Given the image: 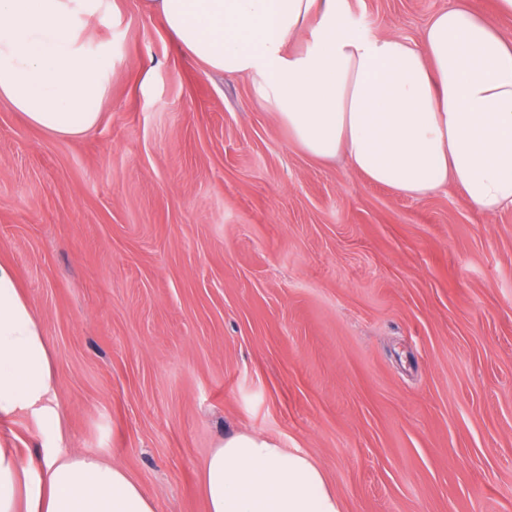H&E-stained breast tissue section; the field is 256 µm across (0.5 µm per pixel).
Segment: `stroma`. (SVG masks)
Here are the masks:
<instances>
[{"mask_svg":"<svg viewBox=\"0 0 512 512\" xmlns=\"http://www.w3.org/2000/svg\"><path fill=\"white\" fill-rule=\"evenodd\" d=\"M451 0H347L419 41ZM98 124L0 103V260L55 354L62 447L120 464L157 512H207L224 436L308 454L342 512H512V210L411 199L307 156L141 0Z\"/></svg>","mask_w":512,"mask_h":512,"instance_id":"1","label":"stroma"}]
</instances>
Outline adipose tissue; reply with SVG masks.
<instances>
[{
	"label": "adipose tissue",
	"mask_w": 512,
	"mask_h": 512,
	"mask_svg": "<svg viewBox=\"0 0 512 512\" xmlns=\"http://www.w3.org/2000/svg\"><path fill=\"white\" fill-rule=\"evenodd\" d=\"M206 68L246 78L253 97L317 160L343 154L370 183L409 198L452 184L470 205L512 208V40L479 10L435 14L421 44L370 37L347 0H142ZM112 0H0V101L33 127L77 137L111 90L106 47L86 35ZM309 27L304 49L288 44ZM54 353L14 268L0 262V512H156L121 466L44 447L22 458L16 415L58 428ZM208 512H342L308 455L247 432L208 455Z\"/></svg>",
	"instance_id": "obj_1"
}]
</instances>
